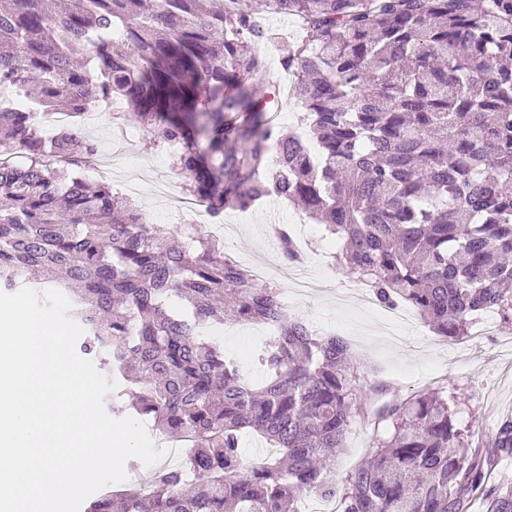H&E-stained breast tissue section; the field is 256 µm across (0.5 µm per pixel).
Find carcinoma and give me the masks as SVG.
<instances>
[{"mask_svg": "<svg viewBox=\"0 0 512 512\" xmlns=\"http://www.w3.org/2000/svg\"><path fill=\"white\" fill-rule=\"evenodd\" d=\"M306 38L280 49L294 74L301 131L276 125L262 17L250 0H0V286L68 296L85 330L79 354L118 387L112 415L149 416L189 436L178 468L99 496L88 512H298L304 494L343 512H512V417L469 448L448 400L423 393L372 414L386 433L341 487L330 479L363 385L347 344L285 312L214 238L166 224L73 169L97 152L86 136L38 134L31 110L72 117L110 98L169 150L214 223L274 195L343 242L337 264L376 300L415 306L448 338L473 315L512 317V0H266ZM126 45L115 50L112 36ZM89 57L97 68L79 67ZM282 257L301 253L285 225ZM172 296L183 307L168 306ZM271 330L245 381L198 332L224 321ZM277 456L248 463L242 439ZM197 488L183 490L186 474Z\"/></svg>", "mask_w": 512, "mask_h": 512, "instance_id": "obj_1", "label": "carcinoma"}]
</instances>
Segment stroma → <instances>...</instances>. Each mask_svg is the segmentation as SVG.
Masks as SVG:
<instances>
[{
    "label": "stroma",
    "instance_id": "stroma-1",
    "mask_svg": "<svg viewBox=\"0 0 512 512\" xmlns=\"http://www.w3.org/2000/svg\"><path fill=\"white\" fill-rule=\"evenodd\" d=\"M132 138L123 155L113 157L116 138L110 117L93 129L98 157L107 163L111 176L84 167L82 178L109 180L114 193L129 197L141 210L151 211L155 223L179 231V218L155 194L156 180L166 175L181 187L183 175L176 171L165 150L154 147L144 132L128 125ZM297 208L269 197L245 212L226 211L224 252L241 265L271 260L267 281L278 288L290 318L304 321L322 335L342 337L349 345L352 364L364 384H389L391 394L401 398L429 390L443 391L451 399L457 424L476 435H488L501 418L512 417V321L493 314L496 333L472 343L458 344L437 335L414 308H407L406 324L399 335L387 330L386 308L365 303L358 281L323 260L322 250L338 252L339 245L312 226L305 260L298 265L279 254L269 230L275 221H288ZM209 338L222 345L242 375L258 382L262 374L256 356L266 334L261 327L236 323L218 324ZM375 432L362 415H355L345 446L336 457L332 477L344 482L373 451Z\"/></svg>",
    "mask_w": 512,
    "mask_h": 512
}]
</instances>
